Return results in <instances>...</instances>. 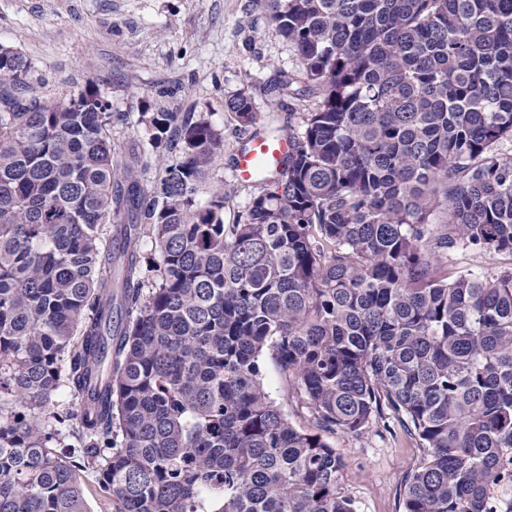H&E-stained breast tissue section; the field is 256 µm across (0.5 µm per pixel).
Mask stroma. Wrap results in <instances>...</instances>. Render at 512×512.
I'll return each mask as SVG.
<instances>
[{
    "label": "stroma",
    "mask_w": 512,
    "mask_h": 512,
    "mask_svg": "<svg viewBox=\"0 0 512 512\" xmlns=\"http://www.w3.org/2000/svg\"><path fill=\"white\" fill-rule=\"evenodd\" d=\"M0 43L31 63L39 95L64 98L94 85L112 104L115 148L144 140V112H207L224 131V158L210 173L224 187V221L235 223L258 188L236 182L237 153L248 136L225 106L243 93L260 123L287 127L288 115L312 108L270 88L294 67L287 42L257 0H0ZM346 466L342 489L357 512H402L407 476L421 450L403 433L372 427L356 439L331 438Z\"/></svg>",
    "instance_id": "35a3bbf8"
}]
</instances>
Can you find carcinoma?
I'll list each match as a JSON object with an SVG mask.
<instances>
[{
    "mask_svg": "<svg viewBox=\"0 0 512 512\" xmlns=\"http://www.w3.org/2000/svg\"><path fill=\"white\" fill-rule=\"evenodd\" d=\"M258 2L315 107L236 224L210 113H142L120 159L106 97L30 96L0 44V512H89L90 466L112 512H356L329 436L375 424L424 452L403 512H512V267L448 268L512 255V0ZM511 265L508 254H486L475 250H460L448 256V266L457 271L481 273L489 267ZM264 386L271 394V397L277 402H282V410L291 422L299 429L313 430L309 415L305 408H301L300 404H289L282 400L283 383L278 371L269 358H264L260 364Z\"/></svg>",
    "mask_w": 512,
    "mask_h": 512,
    "instance_id": "1",
    "label": "carcinoma"
}]
</instances>
